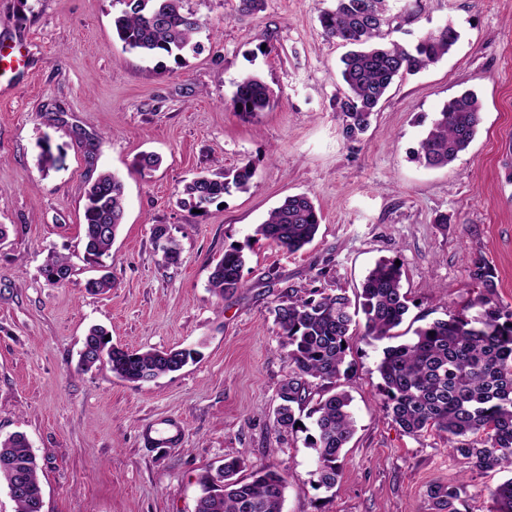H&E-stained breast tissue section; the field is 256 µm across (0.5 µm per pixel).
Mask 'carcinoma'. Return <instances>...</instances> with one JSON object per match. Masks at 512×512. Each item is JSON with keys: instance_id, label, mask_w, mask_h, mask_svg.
<instances>
[{"instance_id": "obj_1", "label": "carcinoma", "mask_w": 512, "mask_h": 512, "mask_svg": "<svg viewBox=\"0 0 512 512\" xmlns=\"http://www.w3.org/2000/svg\"><path fill=\"white\" fill-rule=\"evenodd\" d=\"M319 11L324 36L351 46L342 58L341 77L346 91L336 98L342 116L343 135L355 140L370 127L394 80L414 74L448 55L460 34L445 24L424 34L412 47L387 39V0H332ZM126 9L114 18L113 27L123 47L144 56L181 53L203 28L195 14L184 10L183 0H123ZM268 86L248 74L237 84L232 98L235 111L252 117L270 106ZM482 104L466 90L448 100L432 129L424 136L416 159L430 168L450 166L473 142L481 122ZM253 169L244 164L233 169L199 175L185 183L179 202L205 211L231 189H249ZM125 213L122 180L103 171L86 189L84 230L89 260L103 266ZM321 216L306 194L288 196L257 226L256 234L289 253L301 250L318 233ZM153 236L165 239L164 259L179 260L180 250L165 227ZM242 251L231 247L217 262L210 285L222 296H232L245 287ZM49 283L62 285L71 275L67 259L49 253L43 267ZM402 267L382 260L366 276L357 306L344 294L313 291L308 297L289 293L270 308L282 336L289 373L278 391L277 426L296 425L294 406L308 396V379L338 380L353 338L354 317L363 314L361 339L382 341L393 333L408 312L402 292ZM470 277L480 288L463 312L435 320L414 332L408 342L384 348L377 365L382 380L384 405L392 420L409 435L434 430L445 435L451 452L469 460L482 471L512 466V310L497 300L495 268L485 260L473 263ZM475 313H469V310ZM101 327L85 337L90 346L111 349L109 365L117 376L133 382L152 381L182 369L194 359L187 349L130 352L106 339ZM315 435L318 486L332 488L342 474L341 456L355 432L351 397L334 388L322 395L311 411ZM244 461H224V480L213 490L202 486L197 512H282L286 480L277 467L268 464L253 469L250 478L239 477ZM22 479L28 492L14 498L17 512H40L42 494L36 457L25 435L0 439V482ZM434 512H460L461 487L435 484L427 492ZM494 512H512V478L490 491Z\"/></svg>"}]
</instances>
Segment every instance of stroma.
Returning a JSON list of instances; mask_svg holds the SVG:
<instances>
[{
    "instance_id": "35a3bbf8",
    "label": "stroma",
    "mask_w": 512,
    "mask_h": 512,
    "mask_svg": "<svg viewBox=\"0 0 512 512\" xmlns=\"http://www.w3.org/2000/svg\"><path fill=\"white\" fill-rule=\"evenodd\" d=\"M331 0H267L239 15L238 0H184L203 21L183 60L123 48L112 29L122 0H0V43H26L24 68L0 94V439L24 433L39 464L45 512H194L199 480L229 458L272 463L287 479L283 512H430L434 484L462 487L461 512H491L482 472L433 432L413 437L383 410L377 365L384 342L352 340L339 385L356 431L342 476L318 486L309 413L326 390L314 379L298 426L274 420L288 373L269 309L290 291L356 296L375 263L400 262L409 310L398 334L461 311L478 293L475 259L494 266L512 307V0H390V39L411 44L453 24L454 49L397 79L359 140H346L342 44L318 22ZM259 74L268 109L247 120L231 100ZM476 92L483 119L451 167L415 158L420 140L459 91ZM60 155L44 169L43 147ZM162 162L135 170L139 154ZM251 164L248 191L195 213L185 182ZM123 178L125 220L106 260L112 288L91 294L84 251L85 190L101 171ZM308 194L322 221L291 254L256 235L286 196ZM181 249L168 264L153 229ZM245 256V288L223 297L210 275L226 249ZM68 258V282L43 275L48 253ZM128 351L191 349L193 362L132 383L108 365L79 367L90 327ZM175 420L179 443H144Z\"/></svg>"
}]
</instances>
